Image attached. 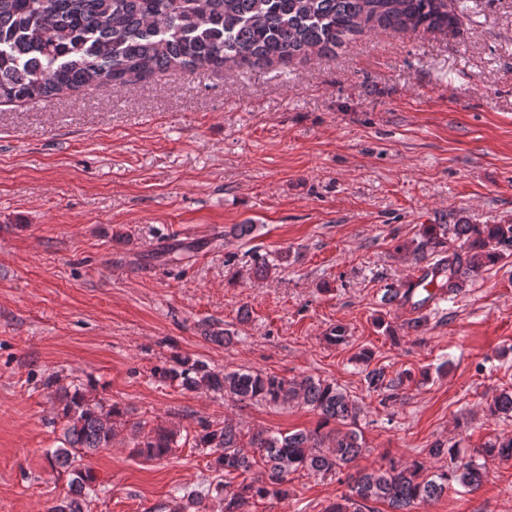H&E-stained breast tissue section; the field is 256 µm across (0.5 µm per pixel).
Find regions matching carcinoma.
Here are the masks:
<instances>
[{
  "label": "carcinoma",
  "mask_w": 512,
  "mask_h": 512,
  "mask_svg": "<svg viewBox=\"0 0 512 512\" xmlns=\"http://www.w3.org/2000/svg\"><path fill=\"white\" fill-rule=\"evenodd\" d=\"M456 19L448 0H0V102L48 100L94 83L106 90L122 88L135 78L168 70L221 71L289 62L313 53L333 52L353 36L376 27L432 29ZM458 245L445 248L448 235ZM411 250L430 270L429 282L451 296L462 278L512 258V224H426L423 239ZM290 253L253 255L252 272L263 278L288 262ZM410 288L386 289L387 303L414 300ZM165 375L188 390H212L240 404L280 405L301 401L320 417L313 431L286 434L256 432L243 444L240 428L229 422H200L196 447L216 455L224 480L215 491L224 497V512H250L251 501L288 498V475L297 471L337 474L353 467L364 451L357 423L362 406L339 386L312 377L284 378L249 370L216 371L202 361L183 359ZM375 391L393 388L385 372L366 375ZM61 445L51 461L71 469L70 496L49 512H84L97 496L84 457L111 447L124 411L115 404L92 402L76 388L64 391ZM490 415L512 418V392H502ZM174 433L157 428L147 433L134 426L132 454L147 460L167 455ZM483 459H512V437L490 440L476 449ZM448 459L433 468L428 459ZM256 471L248 483L234 484L233 474ZM486 463L458 461L456 445L436 441L427 457L409 463L347 474L349 493L326 512H415L455 484L476 489L487 479Z\"/></svg>",
  "instance_id": "carcinoma-1"
}]
</instances>
